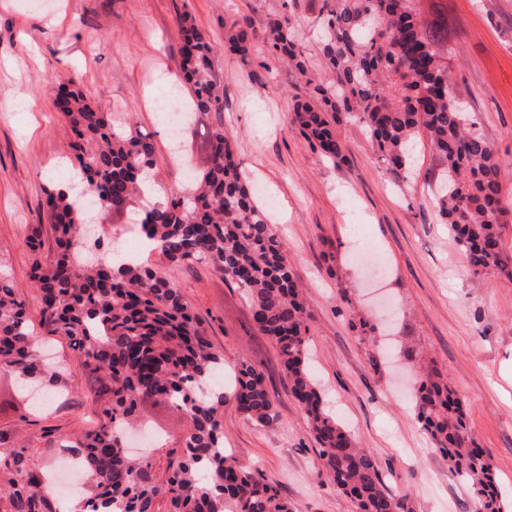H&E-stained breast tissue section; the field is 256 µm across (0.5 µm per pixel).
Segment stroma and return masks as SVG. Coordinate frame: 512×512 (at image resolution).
Listing matches in <instances>:
<instances>
[{
    "label": "stroma",
    "mask_w": 512,
    "mask_h": 512,
    "mask_svg": "<svg viewBox=\"0 0 512 512\" xmlns=\"http://www.w3.org/2000/svg\"><path fill=\"white\" fill-rule=\"evenodd\" d=\"M279 0H0V272L8 276L32 322L38 295L30 279L31 254L23 228L36 227L43 257L55 250L43 211V189L61 180L59 161L71 131L54 107L59 80L71 81L88 101L128 127L152 133L157 178L183 183L155 99L177 79L178 25L190 14L214 48L224 84L219 118H200L185 146L204 167L199 147L223 125L233 136L247 178L262 190L286 245L313 319L310 366L337 419L369 449L402 512H473L471 488L422 429L413 395L415 373L441 375L461 400L471 435L488 454L512 512V279L495 273L476 279L428 183L438 170L426 139L417 142L416 168L397 181L378 162L370 140L353 122L339 128L343 163L322 159L289 114L305 96L295 74L264 59H241L224 46V24L248 15L261 29ZM320 0H296L300 45L320 71L312 21ZM448 80L468 103L479 131L507 161L503 178L509 209L502 244L512 252V0H448ZM31 101L19 108L18 97ZM139 232L127 214L92 224L91 254L123 245ZM172 280L201 321L224 368L258 365L275 400L278 422L264 428L244 419L232 388L224 393V451L260 469L299 512H354L323 467L306 417L281 374L275 346L257 332L242 289L211 267L190 263ZM53 364L66 367L65 391L50 408L20 422L11 404L12 376L0 373V428L17 430L39 469L55 465L59 440L82 436L97 423L104 401L74 366V353L58 336L45 339ZM140 413L162 430L163 445L134 437L153 452L164 474L168 452L187 429L180 412L144 403Z\"/></svg>",
    "instance_id": "35a3bbf8"
}]
</instances>
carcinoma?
I'll return each instance as SVG.
<instances>
[{
    "mask_svg": "<svg viewBox=\"0 0 512 512\" xmlns=\"http://www.w3.org/2000/svg\"><path fill=\"white\" fill-rule=\"evenodd\" d=\"M292 0H281L260 33L248 17L231 20L225 47L247 59L255 39L269 56L305 77L291 125L326 160L345 161L338 128L343 119L363 126L377 157L396 178L412 170V141L424 135L440 162L434 197L476 275L512 276V255L501 248L499 218L504 162L448 84V17L425 20L415 0H320V55L332 79L314 77L300 50ZM178 80L187 88L193 119L221 110L224 86L216 76L213 47L189 14L179 21ZM56 109L74 136L75 168L86 192L116 212L139 206L140 232L158 243L168 267L206 263L224 281L243 289L256 329L271 339L288 388L305 413L324 467L356 512H399L371 452L360 447L327 408L308 362L313 315L288 265L285 244L254 201L235 159L230 137L215 129L202 149L205 168L190 170L183 191L142 206L152 172V134L117 130L112 114L61 85ZM44 214L56 233L52 258H40L37 229L26 235L34 254L30 279L38 291L46 334L66 339L76 365L107 397L103 417L60 452L84 474L82 512H296L263 474L224 455V354L213 350L201 323L170 278L137 261L114 262L105 253L86 261V212L50 185ZM0 371L24 380L19 398L31 397L34 379L60 390L65 381L40 361L28 311L0 276ZM234 392L242 416L271 426L278 413L265 375L248 361L237 367ZM417 418L459 480L473 488L480 512H501V493L486 453L475 446L465 413L453 392L431 372L417 379ZM153 400L182 411L189 430L182 446L168 452L166 477L147 459H133L125 430L137 410ZM32 467L15 433L0 431V503L4 512H57L53 494Z\"/></svg>",
    "mask_w": 512,
    "mask_h": 512,
    "instance_id": "carcinoma-1",
    "label": "carcinoma"
}]
</instances>
